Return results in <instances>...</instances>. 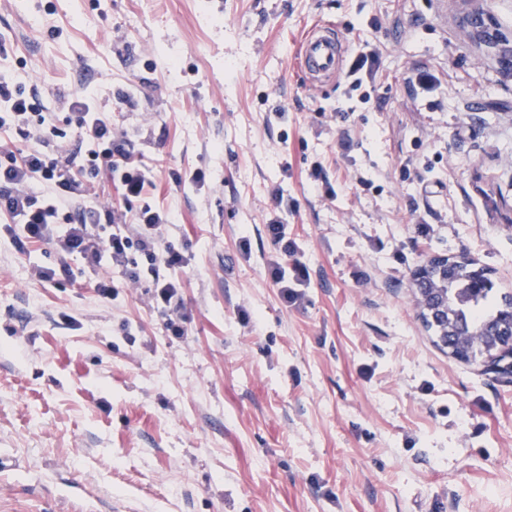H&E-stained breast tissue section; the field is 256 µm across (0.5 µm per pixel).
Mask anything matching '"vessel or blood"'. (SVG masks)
<instances>
[{
    "instance_id": "b4317fda",
    "label": "vessel or blood",
    "mask_w": 512,
    "mask_h": 512,
    "mask_svg": "<svg viewBox=\"0 0 512 512\" xmlns=\"http://www.w3.org/2000/svg\"><path fill=\"white\" fill-rule=\"evenodd\" d=\"M341 50L342 42L334 27H313L301 39L298 69L311 82L335 79Z\"/></svg>"
}]
</instances>
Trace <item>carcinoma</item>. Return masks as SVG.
Here are the masks:
<instances>
[{"label":"carcinoma","mask_w":512,"mask_h":512,"mask_svg":"<svg viewBox=\"0 0 512 512\" xmlns=\"http://www.w3.org/2000/svg\"><path fill=\"white\" fill-rule=\"evenodd\" d=\"M421 316L438 342L470 361L491 358L512 343V295L490 300L493 283L471 263L432 262L416 279Z\"/></svg>","instance_id":"cac0c4a2"}]
</instances>
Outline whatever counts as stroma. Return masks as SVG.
Masks as SVG:
<instances>
[{
	"label": "stroma",
	"instance_id": "obj_1",
	"mask_svg": "<svg viewBox=\"0 0 512 512\" xmlns=\"http://www.w3.org/2000/svg\"><path fill=\"white\" fill-rule=\"evenodd\" d=\"M477 14L512 40V0H0V70L59 127L91 90L189 258L176 338L147 288L46 284L60 253L0 239V512H512V383L437 345L411 290L444 255L512 293V68ZM317 23L380 51L360 91L305 84ZM276 279L278 283H284L285 285L282 288H285L286 295L288 297H294L297 295V292L291 288H297L298 286H303L306 281V272L305 269L295 263L289 268L288 267H279L276 269Z\"/></svg>",
	"mask_w": 512,
	"mask_h": 512
}]
</instances>
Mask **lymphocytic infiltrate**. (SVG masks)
Wrapping results in <instances>:
<instances>
[{"label":"lymphocytic infiltrate","mask_w":512,"mask_h":512,"mask_svg":"<svg viewBox=\"0 0 512 512\" xmlns=\"http://www.w3.org/2000/svg\"><path fill=\"white\" fill-rule=\"evenodd\" d=\"M65 104L75 120L72 136L79 155L50 156L38 148L16 149L9 136L21 130L42 132L51 115L40 111L33 96L15 77L0 74V234L17 250L36 244H54L64 255L55 267L34 266V276L57 284L70 279V259L79 260L93 278L99 298L116 299V285L102 269L118 268L124 279L151 282V301L162 316L169 335L186 332L181 312V283L174 277L155 278L156 267L177 271L187 257L163 246L161 233L174 220L172 211L150 203L157 188L152 169L134 156L129 139L112 130V117L95 98L80 90ZM106 179L127 200L125 210L101 205L96 184ZM138 207H130V200Z\"/></svg>","instance_id":"obj_1"}]
</instances>
